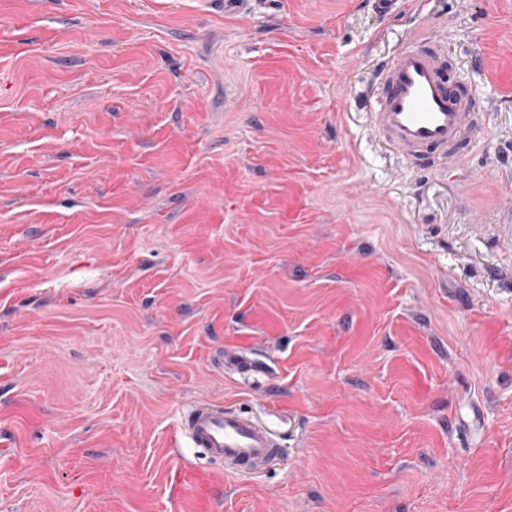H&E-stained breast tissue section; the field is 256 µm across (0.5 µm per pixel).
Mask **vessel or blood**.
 I'll list each match as a JSON object with an SVG mask.
<instances>
[{
  "label": "vessel or blood",
  "instance_id": "1",
  "mask_svg": "<svg viewBox=\"0 0 512 512\" xmlns=\"http://www.w3.org/2000/svg\"><path fill=\"white\" fill-rule=\"evenodd\" d=\"M374 127L399 153L421 163L456 164L479 128L470 98L448 74V53L410 40L382 66L375 88ZM180 429L192 447L237 470L271 462L278 445L244 413L204 402L187 407Z\"/></svg>",
  "mask_w": 512,
  "mask_h": 512
}]
</instances>
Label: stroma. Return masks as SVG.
<instances>
[{
    "instance_id": "obj_1",
    "label": "stroma",
    "mask_w": 512,
    "mask_h": 512,
    "mask_svg": "<svg viewBox=\"0 0 512 512\" xmlns=\"http://www.w3.org/2000/svg\"><path fill=\"white\" fill-rule=\"evenodd\" d=\"M412 33L450 173L371 128ZM0 512H512V0H0ZM374 127L399 153L420 163L463 158L479 133L468 93L448 75V52L412 39L381 67ZM180 430L192 448L233 470L258 468L278 454V445L267 430L244 413L222 405H190L181 415Z\"/></svg>"
}]
</instances>
